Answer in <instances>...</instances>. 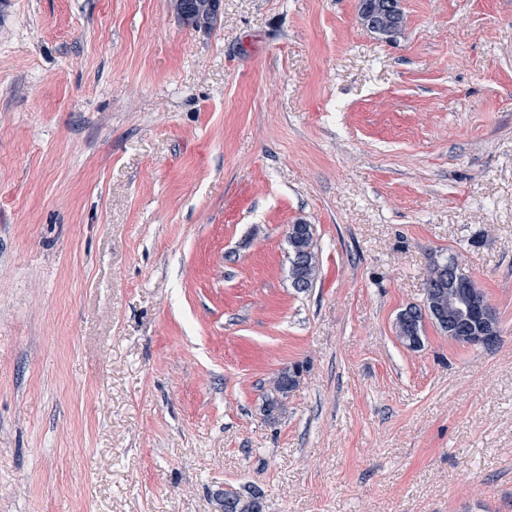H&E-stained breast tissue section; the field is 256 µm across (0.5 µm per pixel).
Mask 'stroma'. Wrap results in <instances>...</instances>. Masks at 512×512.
I'll return each mask as SVG.
<instances>
[{"label": "stroma", "mask_w": 512, "mask_h": 512, "mask_svg": "<svg viewBox=\"0 0 512 512\" xmlns=\"http://www.w3.org/2000/svg\"><path fill=\"white\" fill-rule=\"evenodd\" d=\"M400 8L0 0V512H512V0ZM451 256L493 349L396 335ZM175 9L181 19L193 28L212 25L218 15L219 0H176ZM399 0H360V18L373 33L391 38L403 28V13ZM286 238L289 247L291 277L297 275L302 281L301 285L292 283L293 288L307 291L313 287L318 277V260L311 225H288ZM300 372L297 368L282 370L272 381L265 398L264 413L268 420H274L281 412L284 400L298 383ZM263 494L256 489L224 491V512H265Z\"/></svg>", "instance_id": "1"}]
</instances>
